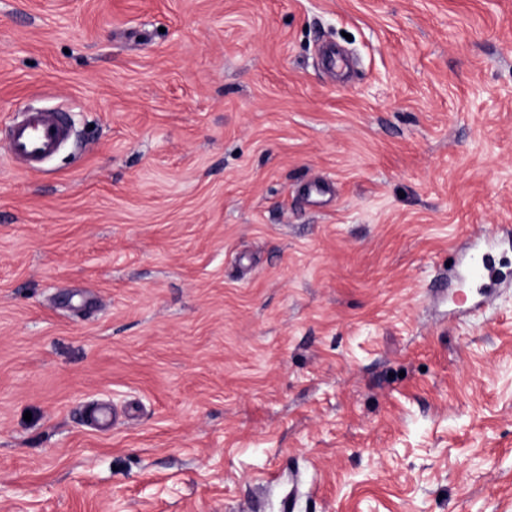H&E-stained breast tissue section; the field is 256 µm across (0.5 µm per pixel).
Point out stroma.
I'll use <instances>...</instances> for the list:
<instances>
[{
  "instance_id": "obj_1",
  "label": "stroma",
  "mask_w": 512,
  "mask_h": 512,
  "mask_svg": "<svg viewBox=\"0 0 512 512\" xmlns=\"http://www.w3.org/2000/svg\"><path fill=\"white\" fill-rule=\"evenodd\" d=\"M509 232L512 0H0V512H512ZM65 114L57 111H35L12 126L9 146L15 158L35 168L55 152L66 135Z\"/></svg>"
}]
</instances>
